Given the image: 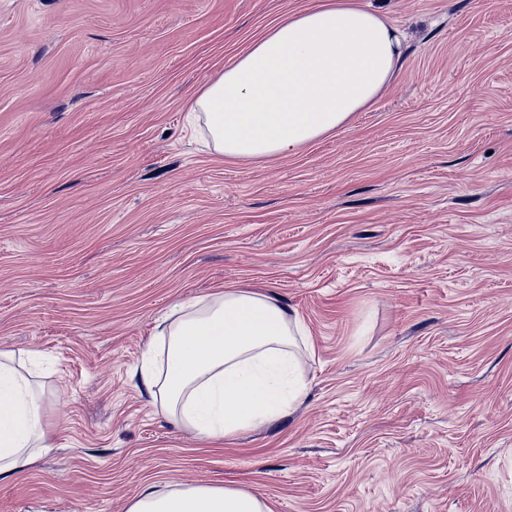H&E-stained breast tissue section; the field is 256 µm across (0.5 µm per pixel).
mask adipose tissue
Segmentation results:
<instances>
[{"label": "adipose tissue", "instance_id": "obj_1", "mask_svg": "<svg viewBox=\"0 0 512 512\" xmlns=\"http://www.w3.org/2000/svg\"><path fill=\"white\" fill-rule=\"evenodd\" d=\"M402 34L358 0L288 15L211 78L188 123L225 159L263 163L335 134L387 87ZM308 330L275 296L243 288L178 301L154 329L140 384L175 426L224 440L283 418L306 394ZM43 388L0 350V477L54 442ZM128 512H271L260 495L206 485L143 490Z\"/></svg>", "mask_w": 512, "mask_h": 512}]
</instances>
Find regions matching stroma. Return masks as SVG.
Returning a JSON list of instances; mask_svg holds the SVG:
<instances>
[{"instance_id":"1","label":"stroma","mask_w":512,"mask_h":512,"mask_svg":"<svg viewBox=\"0 0 512 512\" xmlns=\"http://www.w3.org/2000/svg\"><path fill=\"white\" fill-rule=\"evenodd\" d=\"M315 0H0V348L37 353L54 447L0 512L146 487L273 512H512V0H361L401 66L336 135L206 149L193 96ZM304 321L303 403L204 447L134 371L178 300Z\"/></svg>"}]
</instances>
